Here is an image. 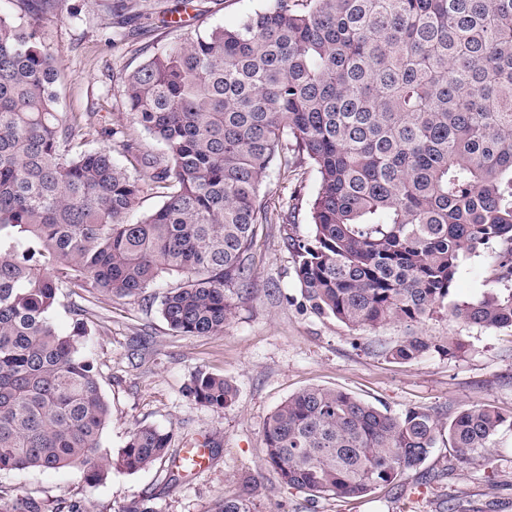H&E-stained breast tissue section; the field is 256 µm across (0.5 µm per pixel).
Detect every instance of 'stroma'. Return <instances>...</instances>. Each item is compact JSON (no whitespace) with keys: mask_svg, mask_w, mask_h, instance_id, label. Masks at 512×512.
Masks as SVG:
<instances>
[{"mask_svg":"<svg viewBox=\"0 0 512 512\" xmlns=\"http://www.w3.org/2000/svg\"><path fill=\"white\" fill-rule=\"evenodd\" d=\"M112 0H54L32 14L25 0H0V13L36 22L39 40L60 74V110L81 128L77 141L104 148L116 163L135 171L123 148L132 137L141 153L166 159L161 143L136 123L126 107L123 80L158 48L215 25L233 26L261 10L266 0H139L132 26L117 27ZM318 174L304 160L271 169L260 195L273 221L260 225L253 245L256 291L241 301L220 336H183L159 313L172 275L136 297L62 290L54 312L61 331L73 328L72 305L87 311L81 347L99 373L111 407L102 436L106 450L121 448L130 431L150 424L169 431L173 449L211 442L208 467L169 484L172 463L134 474L113 473L88 485L80 470L2 471L0 486L28 492L51 506L82 502L86 512H122L132 500L153 494L156 512H214L218 502L256 479L252 512H512V428L496 437L488 455L459 462L440 438L425 462L396 485L354 499L307 494L283 487L264 466L263 428L289 396L310 386L346 390L372 405L399 413L418 408L448 421L464 407L490 405L512 414V327L485 329L440 311L419 325L444 342L457 338L464 352L432 351L410 361L388 351L411 328L401 322L354 330L314 313L304 300L285 242L310 231L309 201ZM494 281L487 256L466 261L453 298H480ZM201 372L225 377L237 390L224 411L207 408L186 393Z\"/></svg>","mask_w":512,"mask_h":512,"instance_id":"stroma-1","label":"stroma"}]
</instances>
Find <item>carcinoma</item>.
Listing matches in <instances>:
<instances>
[{
	"mask_svg": "<svg viewBox=\"0 0 512 512\" xmlns=\"http://www.w3.org/2000/svg\"><path fill=\"white\" fill-rule=\"evenodd\" d=\"M128 111L168 163L139 156L137 175L107 150H71L59 72L35 25L0 13V471L76 467L95 485L170 455V433L139 425L101 449L110 406L78 347L87 310L57 331L63 288L131 297L164 274L159 312L183 335L218 336L252 289L260 189L303 156L320 184L312 230L290 237L302 295L352 329L419 324L442 308L465 323L512 327V0H269L149 56L124 78ZM144 194L161 204L127 219ZM488 253L493 288L451 300L463 264ZM412 334L406 362L454 357ZM194 401L229 408L236 389L199 373ZM506 417L460 410L448 444L466 463L493 447ZM443 423L309 387L264 428L265 466L314 497H361L417 469ZM255 482L216 512H251ZM0 512H51L0 489Z\"/></svg>",
	"mask_w": 512,
	"mask_h": 512,
	"instance_id": "1",
	"label": "carcinoma"
}]
</instances>
